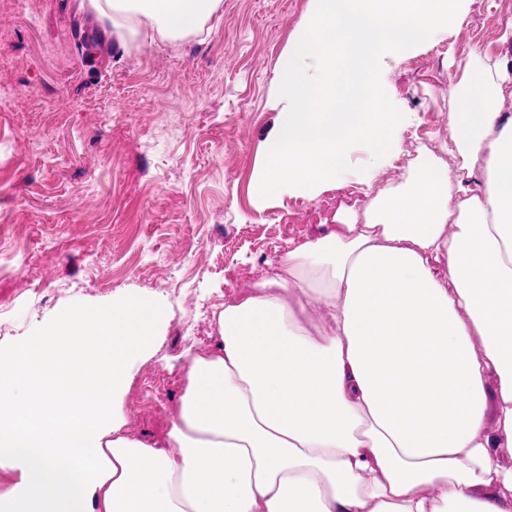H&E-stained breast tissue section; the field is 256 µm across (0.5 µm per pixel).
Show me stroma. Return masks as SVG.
I'll use <instances>...</instances> for the list:
<instances>
[{"mask_svg":"<svg viewBox=\"0 0 512 512\" xmlns=\"http://www.w3.org/2000/svg\"><path fill=\"white\" fill-rule=\"evenodd\" d=\"M312 0H221L203 34L147 48L96 39L81 0H0V342L63 307L143 289L167 305L165 341L125 396L130 436L152 440L179 405L187 348L212 345L224 303L296 245L402 188L432 154L458 171L449 75L512 66V0H466L460 21L381 80L409 120L400 153L366 186L359 145L341 184L259 198L278 61Z\"/></svg>","mask_w":512,"mask_h":512,"instance_id":"35a3bbf8","label":"stroma"}]
</instances>
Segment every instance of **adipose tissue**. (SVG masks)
Returning <instances> with one entry per match:
<instances>
[{"instance_id": "adipose-tissue-1", "label": "adipose tissue", "mask_w": 512, "mask_h": 512, "mask_svg": "<svg viewBox=\"0 0 512 512\" xmlns=\"http://www.w3.org/2000/svg\"><path fill=\"white\" fill-rule=\"evenodd\" d=\"M113 37L202 32L220 0H81ZM435 156L289 250L185 350L177 419L126 431L166 307L124 291L0 348V512H512V73L465 72Z\"/></svg>"}]
</instances>
